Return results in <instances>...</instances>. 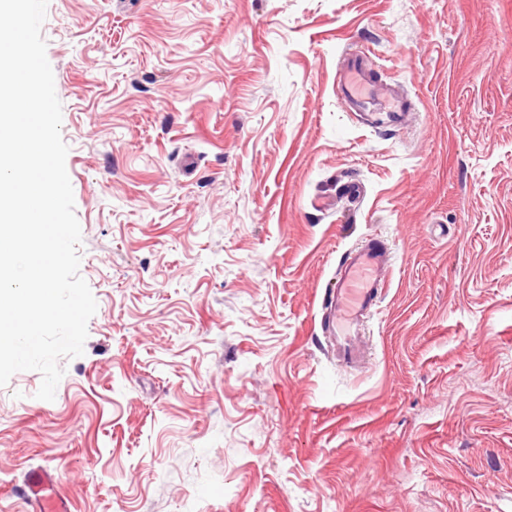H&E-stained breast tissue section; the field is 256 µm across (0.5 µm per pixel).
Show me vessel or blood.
<instances>
[{"instance_id":"obj_1","label":"vessel or blood","mask_w":512,"mask_h":512,"mask_svg":"<svg viewBox=\"0 0 512 512\" xmlns=\"http://www.w3.org/2000/svg\"><path fill=\"white\" fill-rule=\"evenodd\" d=\"M336 92L349 100L368 98L390 114L407 109L403 98L370 77L359 54L349 57L339 71ZM390 268L387 244L379 239L369 240L346 254L333 288L323 298V307L328 314L326 329L334 339L338 357L348 367L355 368L365 362L358 328L376 306L387 285ZM55 484L52 469L37 468L27 473L25 498L31 512H71L68 500L55 494Z\"/></svg>"}]
</instances>
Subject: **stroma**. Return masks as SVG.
Here are the masks:
<instances>
[{"mask_svg": "<svg viewBox=\"0 0 512 512\" xmlns=\"http://www.w3.org/2000/svg\"><path fill=\"white\" fill-rule=\"evenodd\" d=\"M97 311L0 386V512H512V0H49ZM413 111L336 96L348 52ZM363 188L344 197L346 183ZM386 242L367 368L321 320ZM56 476L54 470L37 468L29 471L25 478L26 504L31 512H71L68 500L54 492Z\"/></svg>", "mask_w": 512, "mask_h": 512, "instance_id": "1", "label": "stroma"}]
</instances>
